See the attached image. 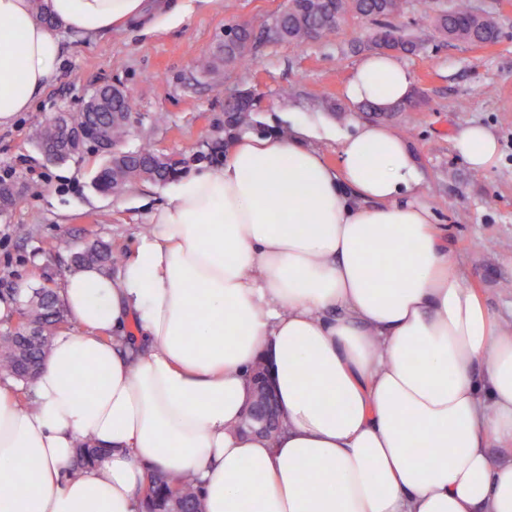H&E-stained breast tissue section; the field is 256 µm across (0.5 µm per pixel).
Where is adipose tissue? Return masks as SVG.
<instances>
[{"mask_svg":"<svg viewBox=\"0 0 512 512\" xmlns=\"http://www.w3.org/2000/svg\"><path fill=\"white\" fill-rule=\"evenodd\" d=\"M146 9L0 0V125L55 80L61 33L92 38ZM413 83L372 54L345 92L386 107ZM454 147L478 171L499 152L480 125ZM339 156L241 133L150 212L118 277L90 266L61 281L80 330L55 338L35 409L0 381V512H141L155 469L193 475L203 512H512V334L435 231L406 139L362 123ZM261 360L283 418L272 441L238 429ZM82 439L106 454L74 475ZM422 448L451 455L425 463Z\"/></svg>","mask_w":512,"mask_h":512,"instance_id":"obj_1","label":"adipose tissue"}]
</instances>
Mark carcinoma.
Listing matches in <instances>:
<instances>
[{
  "label": "carcinoma",
  "instance_id": "cac0c4a2",
  "mask_svg": "<svg viewBox=\"0 0 512 512\" xmlns=\"http://www.w3.org/2000/svg\"><path fill=\"white\" fill-rule=\"evenodd\" d=\"M404 0H288L285 9L272 18V24L285 41H299L306 31L328 37L350 18L377 21L400 15ZM424 15H432L435 30L450 39L472 43L491 42L499 38V29L493 17L479 14L471 0H452L448 9L440 8L438 0H424ZM253 33L243 29L235 38L224 43L213 59L202 64V72L214 74L220 67L245 65L251 61ZM391 47L398 54H414L420 48L418 40L387 23L359 42V50L376 52ZM233 118L224 123V133L232 136L237 131L253 127L252 112L242 108L231 109ZM157 152L150 145L134 151L124 161L121 194L134 192L142 182L159 183L168 176L167 165L155 160ZM105 164L97 171L98 185L112 192V156L104 154ZM117 262L111 246L95 243L75 253L72 265L80 268L95 265L112 273ZM69 317L52 288H39L35 295L22 301L17 310V321L0 329V378L28 385L33 372L43 365L45 354L54 337L67 329ZM97 458V449L86 441L79 445L76 469L89 466ZM150 486L142 500L143 512H202L196 479L190 475L177 482L168 480L158 471L147 475Z\"/></svg>",
  "mask_w": 512,
  "mask_h": 512
}]
</instances>
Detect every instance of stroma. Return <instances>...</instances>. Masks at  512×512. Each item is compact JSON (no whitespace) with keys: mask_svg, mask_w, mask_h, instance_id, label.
Wrapping results in <instances>:
<instances>
[{"mask_svg":"<svg viewBox=\"0 0 512 512\" xmlns=\"http://www.w3.org/2000/svg\"><path fill=\"white\" fill-rule=\"evenodd\" d=\"M284 0H196L185 22L172 29L117 26L86 40L62 34L56 81L27 112L0 126V171L22 186L40 185L0 214V297L31 295L59 286L74 252L104 241L117 254L130 251L148 222L149 207L165 203L169 184L146 182L113 197L93 182L103 158L94 144L64 162L47 160L35 129L57 112L83 108L104 85L122 87L133 109L126 148L151 144L185 158L187 171L220 163L224 152V103L235 91L256 95L255 133L283 129L289 118L340 131L370 121L350 102L346 82L361 59L352 44L368 22L349 20L334 35L301 44L272 39L266 27ZM500 29L497 43L481 50L437 34L422 18L419 0H407L392 23L418 37V52L402 56L412 72L417 110L387 119L416 154L422 190L436 214L448 250L502 331L512 332V5L484 0ZM247 21L257 38L246 67L201 72V60L224 42L225 28ZM480 124L499 143L496 164L473 170L454 148L461 129ZM30 227L18 237L15 225ZM58 243L54 254L41 250Z\"/></svg>","mask_w":512,"mask_h":512,"instance_id":"stroma-1","label":"stroma"}]
</instances>
